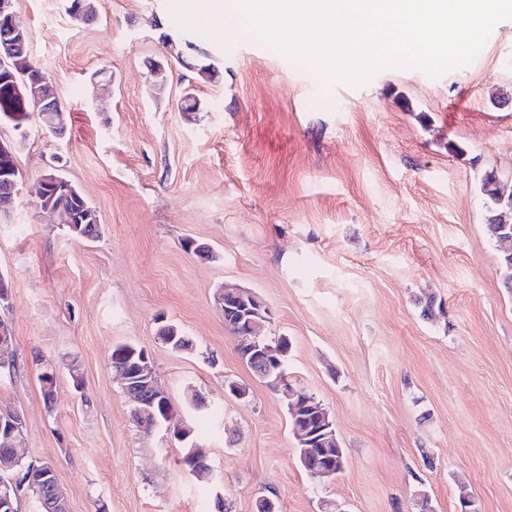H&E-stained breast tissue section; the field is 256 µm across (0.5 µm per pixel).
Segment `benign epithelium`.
Listing matches in <instances>:
<instances>
[{
	"instance_id": "7a95c632",
	"label": "benign epithelium",
	"mask_w": 512,
	"mask_h": 512,
	"mask_svg": "<svg viewBox=\"0 0 512 512\" xmlns=\"http://www.w3.org/2000/svg\"><path fill=\"white\" fill-rule=\"evenodd\" d=\"M5 52L0 54V72L3 73L5 85L4 92L17 101L21 110L13 113L18 118L17 128H22L24 114L27 112H40L42 115H51V124L55 127L56 136L61 137L66 132L63 111L55 112L52 105L57 101L52 93V87L45 78L25 79L22 61L14 57V51L10 45H4ZM20 170L16 164L14 146L0 140V182L18 184ZM72 194L74 188L71 183L60 174L56 166L48 170L41 178L37 193V206L47 212H55L58 207L54 205L57 194ZM63 222L71 227L80 224H96L97 216L93 209H84L72 216H64ZM14 341L11 328L0 320V366L11 362V350ZM152 363L148 355L140 359V371L134 377L120 375L124 393L142 409H147L149 404H155L166 397L156 382L150 380ZM24 421L22 417L0 416V472L12 470L14 475L9 480L0 481V512H17V487L21 481L31 482V487L39 495L44 503L46 512H69L67 500L57 482L55 469L48 463L37 464L26 460V456L20 451L24 444ZM331 423L326 419L317 422L316 427L298 431L301 440L307 445L318 443L325 444L327 439L334 435L330 431Z\"/></svg>"
}]
</instances>
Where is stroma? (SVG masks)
Segmentation results:
<instances>
[{
	"label": "stroma",
	"mask_w": 512,
	"mask_h": 512,
	"mask_svg": "<svg viewBox=\"0 0 512 512\" xmlns=\"http://www.w3.org/2000/svg\"><path fill=\"white\" fill-rule=\"evenodd\" d=\"M14 0L31 56L66 114L0 121L22 174L0 214L18 369L0 407L23 414L24 454L52 464L69 512H512V290L487 229L486 174L512 180V20L467 66L389 67L327 82L256 37L183 27L161 0ZM211 63L214 79L189 64ZM196 112L179 101L185 90ZM97 211L68 234L36 206L55 161ZM266 303L294 387L330 413L343 472L298 458L287 399L241 361L215 300ZM441 302L434 319L420 300ZM177 325L193 347L160 342ZM147 350L211 468L197 480L166 427L141 432L110 353ZM56 366L53 403L40 376ZM77 365L74 386L69 365ZM245 386L239 399L227 383Z\"/></svg>",
	"instance_id": "35a3bbf8"
}]
</instances>
